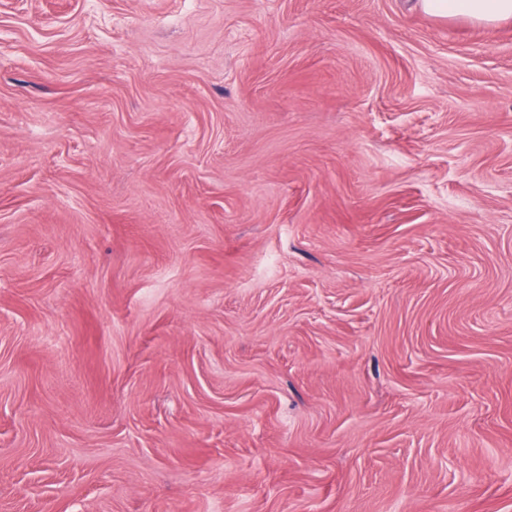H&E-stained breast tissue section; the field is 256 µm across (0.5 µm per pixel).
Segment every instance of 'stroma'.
Returning a JSON list of instances; mask_svg holds the SVG:
<instances>
[{
  "mask_svg": "<svg viewBox=\"0 0 512 512\" xmlns=\"http://www.w3.org/2000/svg\"><path fill=\"white\" fill-rule=\"evenodd\" d=\"M0 512H512V21L0 0Z\"/></svg>",
  "mask_w": 512,
  "mask_h": 512,
  "instance_id": "35a3bbf8",
  "label": "stroma"
}]
</instances>
